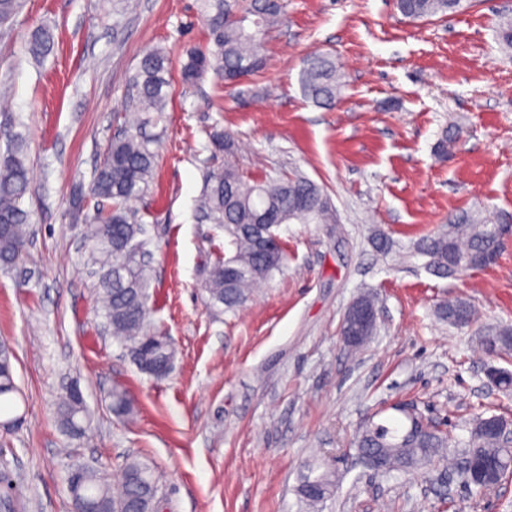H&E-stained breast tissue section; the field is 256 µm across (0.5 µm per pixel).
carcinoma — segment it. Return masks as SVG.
Returning a JSON list of instances; mask_svg holds the SVG:
<instances>
[{
	"instance_id": "cac0c4a2",
	"label": "carcinoma",
	"mask_w": 512,
	"mask_h": 512,
	"mask_svg": "<svg viewBox=\"0 0 512 512\" xmlns=\"http://www.w3.org/2000/svg\"><path fill=\"white\" fill-rule=\"evenodd\" d=\"M471 0H396V7L406 19L419 21L438 14L466 10ZM213 47H195L187 53L180 77L192 86L208 73L226 85L263 68L266 63L264 36L277 25L284 13L283 0H206ZM500 45L512 50V18L500 20L497 29ZM52 33L39 27L28 43L35 58L47 56L53 48ZM132 85L136 91L135 111L125 117V129L112 138L104 160L93 181L92 193L99 201L93 218L85 224L83 241L88 265L94 268L100 316L114 339L143 373H148L144 355L175 360L176 349L151 327L152 238L147 225L127 203L145 195L156 168L154 141L141 135L142 128L159 122L171 99V61L161 48L146 51L140 59ZM304 96L318 105L331 106L342 96L345 83L334 58L323 54L309 56L300 76ZM210 143L224 153V170L212 172L206 179L198 209L212 223L224 229L229 254L207 273L203 291L207 306L216 313L234 312L243 306L254 287L283 271L288 255L282 240L264 249L246 231L249 224L266 216L275 224L296 220L302 224H334L336 211L321 186L296 175L291 178L253 180L241 174L231 161L235 155L234 137L227 131L210 132ZM30 187V170L21 145L16 144L0 156V268H11L23 255L29 221L22 208ZM498 221L493 213L476 216L465 212L415 247V253L428 258L427 268L441 278H452L459 266L473 256L501 252ZM438 317L454 325L459 316H476L465 298L444 300L437 307ZM483 348L512 352V330L503 328L482 336ZM14 354L11 346L0 342V429L8 433L21 421L15 398L19 387L15 380ZM108 411L118 420L128 421L134 410L123 390L109 395ZM56 418L61 431L73 439H83L91 426V413L80 388H64L56 403ZM475 420L464 447L481 455L506 460L512 456L501 447L497 436ZM455 443L448 433L433 430L426 436L408 435L405 421L392 419L373 422L359 431L357 451L384 459L385 472L408 471L421 462L446 457ZM65 483L73 510L92 504V512H154L161 480L148 460L128 456L120 465L118 493L99 472L80 463H72ZM335 471L329 465H310L296 492L300 502L313 512L334 493Z\"/></svg>"
}]
</instances>
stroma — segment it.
<instances>
[{
    "label": "stroma",
    "instance_id": "obj_1",
    "mask_svg": "<svg viewBox=\"0 0 512 512\" xmlns=\"http://www.w3.org/2000/svg\"><path fill=\"white\" fill-rule=\"evenodd\" d=\"M284 5L263 69L229 88L210 76L173 83L150 129L154 180L130 206L154 228L152 326L177 350L159 380L105 332L81 230L142 54L163 48L177 66L206 43L202 0H24L0 28V84L10 88L0 153L5 132L22 134L31 177L28 245L0 271V341L16 354L23 393L21 428L0 436V512H71L69 463L110 479L131 455L162 473V512H304L296 487L322 463L335 467L336 489L319 512H512V476L499 495L478 497L436 462L375 475L352 445L364 419L395 402H416L459 442L473 413L512 416V392L486 376L491 367L512 372V356H487L479 344L512 326V241L494 264L455 279L409 254L451 215H512V51L496 34L512 0H474L415 22L395 0ZM41 26L55 47L38 61L27 43ZM313 53L332 56L344 77L334 107L301 92ZM215 127L234 135L246 177L302 173L324 186L337 214L333 224L281 225L287 268L221 315L202 285L227 244L197 209L206 174L224 167L208 139ZM449 129L458 137L441 158L434 148ZM381 233L394 244L385 256L374 248ZM368 293L381 314L353 359L340 324ZM451 296L475 307L472 326L438 319ZM72 382L93 415L81 440L63 435L55 415ZM115 387L133 402L132 422L107 410Z\"/></svg>",
    "mask_w": 512,
    "mask_h": 512
}]
</instances>
